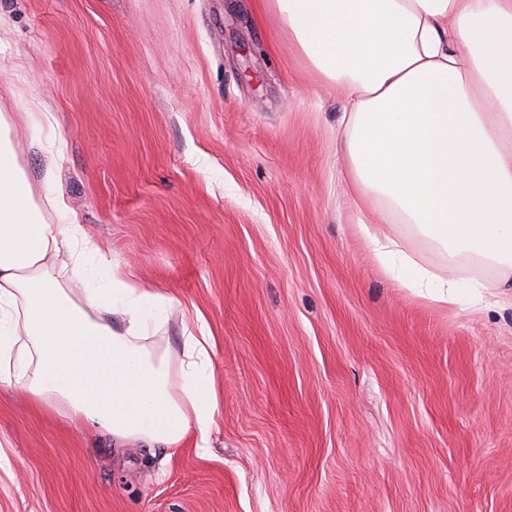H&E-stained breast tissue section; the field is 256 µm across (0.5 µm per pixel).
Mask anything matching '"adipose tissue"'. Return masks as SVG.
<instances>
[{
  "mask_svg": "<svg viewBox=\"0 0 512 512\" xmlns=\"http://www.w3.org/2000/svg\"><path fill=\"white\" fill-rule=\"evenodd\" d=\"M344 96L340 144L354 197L448 256L447 275L368 224L402 287L441 305L512 291V0H264ZM0 113V387L64 401L114 442L209 445L218 397L209 336L187 335L179 391L150 345L171 297L124 276L64 197L45 222ZM93 256L104 284L76 302L54 277ZM490 269L492 277L481 276Z\"/></svg>",
  "mask_w": 512,
  "mask_h": 512,
  "instance_id": "1",
  "label": "adipose tissue"
}]
</instances>
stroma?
Listing matches in <instances>:
<instances>
[{"instance_id": "stroma-1", "label": "stroma", "mask_w": 512, "mask_h": 512, "mask_svg": "<svg viewBox=\"0 0 512 512\" xmlns=\"http://www.w3.org/2000/svg\"><path fill=\"white\" fill-rule=\"evenodd\" d=\"M343 106L261 0H0V110L24 116L35 202L62 195L173 297L172 362L185 332L213 337L218 395L209 447L166 449L0 388V512H512V301L443 307L378 265Z\"/></svg>"}]
</instances>
